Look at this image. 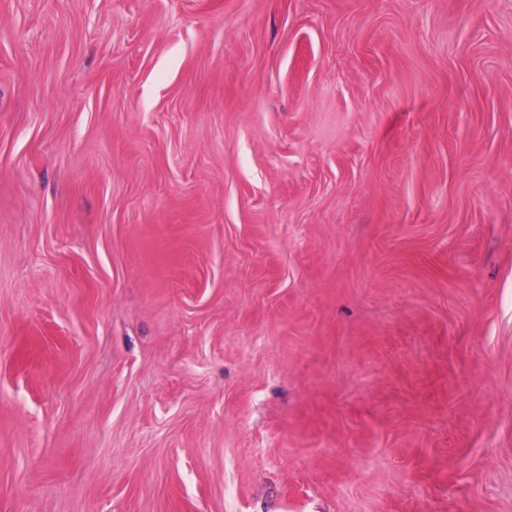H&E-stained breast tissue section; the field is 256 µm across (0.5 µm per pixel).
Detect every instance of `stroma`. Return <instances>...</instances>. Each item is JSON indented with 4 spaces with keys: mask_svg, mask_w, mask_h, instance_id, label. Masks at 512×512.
Returning a JSON list of instances; mask_svg holds the SVG:
<instances>
[{
    "mask_svg": "<svg viewBox=\"0 0 512 512\" xmlns=\"http://www.w3.org/2000/svg\"><path fill=\"white\" fill-rule=\"evenodd\" d=\"M0 512H512V0H0Z\"/></svg>",
    "mask_w": 512,
    "mask_h": 512,
    "instance_id": "stroma-1",
    "label": "stroma"
}]
</instances>
